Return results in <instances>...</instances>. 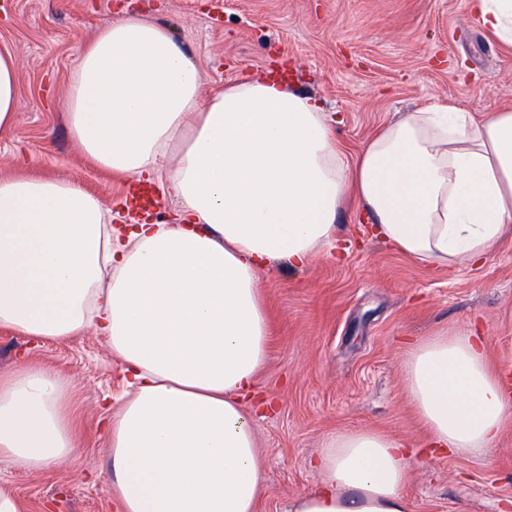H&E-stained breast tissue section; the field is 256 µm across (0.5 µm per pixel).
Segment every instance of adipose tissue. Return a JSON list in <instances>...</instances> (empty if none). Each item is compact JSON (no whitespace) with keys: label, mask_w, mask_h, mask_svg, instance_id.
<instances>
[{"label":"adipose tissue","mask_w":512,"mask_h":512,"mask_svg":"<svg viewBox=\"0 0 512 512\" xmlns=\"http://www.w3.org/2000/svg\"><path fill=\"white\" fill-rule=\"evenodd\" d=\"M512 44V0H471ZM17 64L0 53V129ZM200 75L169 33L136 16L82 50L64 103L100 166L155 184L178 223L112 225L78 185L0 178V327L46 340L105 336L130 391L109 426L116 512H263L245 403L268 354L258 282L331 246L355 191L370 236L431 265L482 262L512 225V110L477 121L449 107L400 113L347 165L321 104L277 77L241 78L199 104ZM402 371L431 448L488 457L512 420V384L476 329L408 346ZM69 385L34 364L0 377V457L37 472L78 453ZM405 441L327 436L320 482L288 512H410Z\"/></svg>","instance_id":"adipose-tissue-1"}]
</instances>
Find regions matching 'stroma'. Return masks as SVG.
<instances>
[{
  "label": "stroma",
  "mask_w": 512,
  "mask_h": 512,
  "mask_svg": "<svg viewBox=\"0 0 512 512\" xmlns=\"http://www.w3.org/2000/svg\"><path fill=\"white\" fill-rule=\"evenodd\" d=\"M122 9L171 32L199 69L201 103L237 78L288 71L335 117L351 165L401 112L451 105L484 120L512 109V45L479 25L469 0H0V52L17 62L19 100L0 131V177L74 181L116 226L129 181L85 153L61 103L81 48ZM359 206L348 196L337 214L341 255L278 263L259 280L270 335L258 389L278 403L254 422L265 512H287L315 487L308 460L331 433L370 429L423 447L401 367L409 342L476 322L491 368L512 363V228L482 264L434 267L363 238ZM22 359L70 382L81 453L49 475L0 459V492L19 512H113L101 421L125 385L110 344L93 332L42 340L0 327V376ZM406 497L411 512H512V421L486 459L417 456Z\"/></svg>",
  "instance_id": "stroma-1"
}]
</instances>
